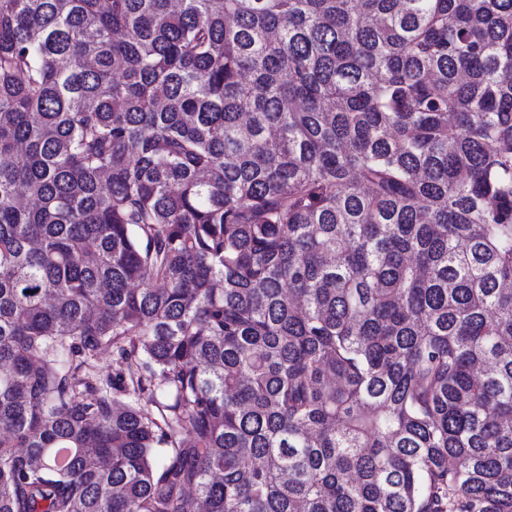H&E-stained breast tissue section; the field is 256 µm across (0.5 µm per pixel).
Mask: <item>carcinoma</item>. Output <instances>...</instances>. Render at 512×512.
<instances>
[{
  "label": "carcinoma",
  "mask_w": 512,
  "mask_h": 512,
  "mask_svg": "<svg viewBox=\"0 0 512 512\" xmlns=\"http://www.w3.org/2000/svg\"><path fill=\"white\" fill-rule=\"evenodd\" d=\"M0 512H512V0H0Z\"/></svg>",
  "instance_id": "1"
}]
</instances>
